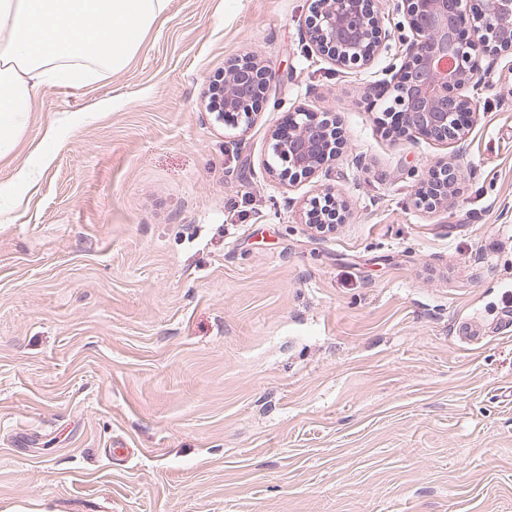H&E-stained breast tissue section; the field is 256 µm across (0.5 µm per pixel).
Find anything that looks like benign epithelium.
<instances>
[{
    "mask_svg": "<svg viewBox=\"0 0 512 512\" xmlns=\"http://www.w3.org/2000/svg\"><path fill=\"white\" fill-rule=\"evenodd\" d=\"M398 17L390 29L373 0H312L305 21L307 49L325 56L336 70L359 73L379 59L376 89L390 92L385 113L389 132L425 138L452 147L451 157L430 166L416 181L414 202L448 209L463 178V145L476 112L468 89L501 60L512 62V0H392ZM404 55H390L393 38ZM449 71L437 69L442 58ZM276 79L272 65L253 56L228 62L208 84L207 111L214 123L241 131L255 122V105L267 97ZM345 141L330 112L295 111L270 134L268 167L291 185L336 163ZM325 205L308 213V226L329 235L346 222L344 202L325 188Z\"/></svg>",
    "mask_w": 512,
    "mask_h": 512,
    "instance_id": "7a95c632",
    "label": "benign epithelium"
}]
</instances>
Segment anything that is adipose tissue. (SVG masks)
<instances>
[{
    "label": "adipose tissue",
    "instance_id": "obj_1",
    "mask_svg": "<svg viewBox=\"0 0 512 512\" xmlns=\"http://www.w3.org/2000/svg\"><path fill=\"white\" fill-rule=\"evenodd\" d=\"M171 0H0V158L25 133L44 84L79 85L136 57Z\"/></svg>",
    "mask_w": 512,
    "mask_h": 512
}]
</instances>
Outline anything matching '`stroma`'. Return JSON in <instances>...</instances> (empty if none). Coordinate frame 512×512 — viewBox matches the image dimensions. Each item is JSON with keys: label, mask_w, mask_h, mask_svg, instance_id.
I'll list each match as a JSON object with an SVG mask.
<instances>
[{"label": "stroma", "mask_w": 512, "mask_h": 512, "mask_svg": "<svg viewBox=\"0 0 512 512\" xmlns=\"http://www.w3.org/2000/svg\"><path fill=\"white\" fill-rule=\"evenodd\" d=\"M310 5L171 0L124 71L40 91L0 159L4 184L49 156L0 222V512H512L508 70L453 203L417 207L448 146L385 132L374 75L307 51ZM249 55L276 102L241 134L205 89ZM296 110L346 147L286 187ZM329 185L349 220L319 236Z\"/></svg>", "instance_id": "obj_1"}]
</instances>
